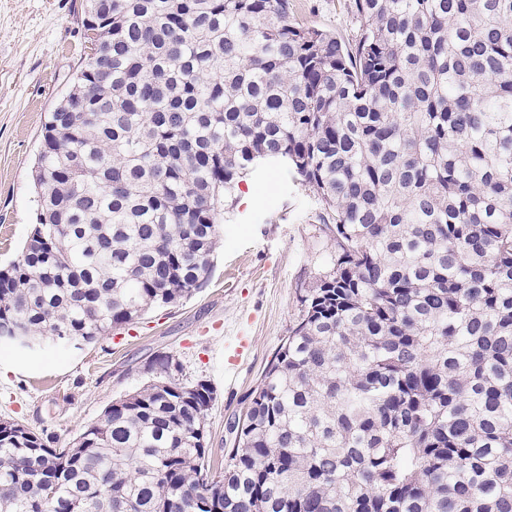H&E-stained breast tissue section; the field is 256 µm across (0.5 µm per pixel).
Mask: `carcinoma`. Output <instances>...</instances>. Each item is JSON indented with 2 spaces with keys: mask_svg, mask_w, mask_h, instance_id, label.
I'll list each match as a JSON object with an SVG mask.
<instances>
[{
  "mask_svg": "<svg viewBox=\"0 0 512 512\" xmlns=\"http://www.w3.org/2000/svg\"><path fill=\"white\" fill-rule=\"evenodd\" d=\"M88 0L1 330L87 345L207 282L216 221L279 168L335 254L210 465L170 355L75 446L0 421V512H512V0ZM297 20L330 30L344 39H354L359 23L351 11L350 0H291Z\"/></svg>",
  "mask_w": 512,
  "mask_h": 512,
  "instance_id": "1",
  "label": "carcinoma"
}]
</instances>
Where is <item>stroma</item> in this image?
Segmentation results:
<instances>
[{"label": "stroma", "instance_id": "35a3bbf8", "mask_svg": "<svg viewBox=\"0 0 512 512\" xmlns=\"http://www.w3.org/2000/svg\"><path fill=\"white\" fill-rule=\"evenodd\" d=\"M295 18L354 39L350 0H291ZM85 0H0V268L17 261L37 222L32 169L45 118L89 54ZM332 217L308 188L268 169L240 183L218 217V249L206 285L135 323L69 348L0 345V420L71 445L106 407L153 380L168 354L183 381L208 380L205 420L214 468L230 443L227 420L299 319L298 296L330 268Z\"/></svg>", "mask_w": 512, "mask_h": 512}]
</instances>
